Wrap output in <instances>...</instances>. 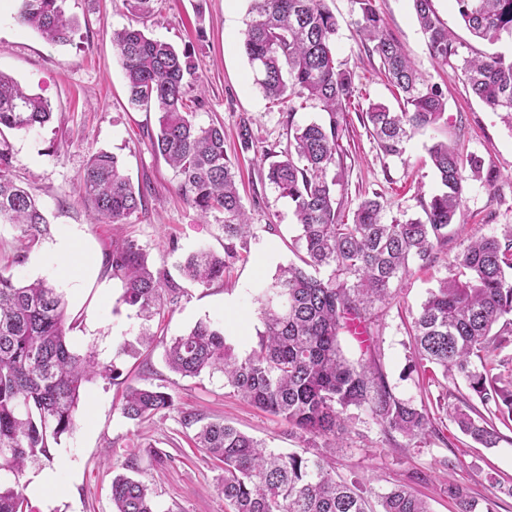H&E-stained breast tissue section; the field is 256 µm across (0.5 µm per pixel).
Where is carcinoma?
<instances>
[{
  "label": "carcinoma",
  "mask_w": 512,
  "mask_h": 512,
  "mask_svg": "<svg viewBox=\"0 0 512 512\" xmlns=\"http://www.w3.org/2000/svg\"><path fill=\"white\" fill-rule=\"evenodd\" d=\"M125 2L144 19L158 0ZM412 2L431 57L461 72L491 111L512 119V56L461 55L462 43L440 20L433 0ZM355 3L360 42L378 56L401 97L396 109L369 104L362 122L382 155L399 158L415 132L439 123L448 100L442 87L426 83L387 31L373 0ZM456 4L474 37L493 44L505 33L512 36V0ZM249 14L242 46L265 96L282 106L295 98L313 101L327 115L295 128L287 151L267 169L269 182L293 204L305 256L300 265L280 268L259 299L263 331L250 351L236 353L224 331L200 320L172 340L166 362L185 377L222 374L233 393L292 432L328 440L331 448L350 432L359 411L411 442L432 427L429 410L396 397L372 361L347 359L340 334H368L372 306L392 297L410 263L432 260L448 242V225L465 223V173L484 178L490 187L496 175L483 172L482 160L463 154L458 145L436 142L428 154L439 189L423 204L424 216L386 218L387 202L377 192L346 215L336 187L356 85L354 71L336 58V16L328 0H251ZM16 20L53 44L66 45L75 33L61 0H18ZM112 42L129 105L160 113L152 146L175 172L183 199L203 218L224 213V254L199 250L185 259L182 271L203 286L222 280L240 259L238 243L253 234V225L224 153V125L196 121L203 100L189 95L196 82L192 53L135 27L113 31ZM52 115L48 100L0 72V223L15 225L26 248L48 234V221L38 200L12 177L5 133L42 128ZM81 191L102 224H126L145 211L144 191L107 151L89 159ZM108 264L123 281L119 302L145 318L158 313L164 293L176 291V285L148 268L131 242L113 244ZM455 264L461 277L431 290L413 319L407 371L434 364L445 377L463 376L483 411L451 406L444 397L436 400V411L449 416L463 435L494 448L501 439L497 423L512 420V358L497 354L512 342V226L500 239L470 243ZM323 269L329 270L326 278L319 276ZM71 329L63 292L44 279L21 285L0 272V475L12 477L0 478V512H29L20 485L25 468L51 460L52 445L73 431L85 385L114 375L92 353L73 349L67 338ZM171 409L167 393L138 385L127 387L120 407L124 417L138 421ZM193 441L221 471V491L231 512H373L366 490L336 477L323 452L270 449L222 421L200 426ZM448 497L456 512L477 508L451 482ZM111 500L114 512H157L148 486L124 474L112 478ZM378 505L380 512H430L425 500L402 486L379 495Z\"/></svg>",
  "instance_id": "carcinoma-1"
}]
</instances>
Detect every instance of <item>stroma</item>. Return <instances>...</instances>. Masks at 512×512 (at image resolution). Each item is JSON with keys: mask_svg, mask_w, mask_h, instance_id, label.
I'll return each mask as SVG.
<instances>
[{"mask_svg": "<svg viewBox=\"0 0 512 512\" xmlns=\"http://www.w3.org/2000/svg\"><path fill=\"white\" fill-rule=\"evenodd\" d=\"M249 0H161L147 19L132 16L123 0H64L62 7L76 23L70 44L47 43L15 19V6L0 11V71L15 78L51 105L53 119L42 129L9 134L12 175L42 203L50 229L38 244L22 248L14 225L0 224V267L19 282L44 278L60 288L74 328L69 341L78 353L94 352L114 366L113 379H94L81 394L73 432L52 450L51 460L35 470L51 469L57 488L49 498L30 500L33 512H113L112 478L134 459L130 475L154 493L159 512H229L219 486V472L209 456L196 448L192 429L181 425L178 411L194 409L205 420H221L263 441L268 447L300 451L323 447L324 439H305L277 418L251 406L225 387L222 374L197 378L173 372L165 349L171 338L197 321L223 326L236 352L247 351L262 328L256 299L268 288L279 267L297 262L299 228L288 199L264 178V151L288 148L292 126L320 116L311 102L294 100L292 108L272 104L255 84L241 42L249 19ZM388 32L410 53L427 82L448 95L440 122L414 134L399 158L380 154L358 110L348 117L343 139L347 152L342 192L346 208L381 193L391 215L418 217L422 203L437 188L427 155L437 141L459 143L463 152L479 156L483 167L497 175L494 186L471 177L463 185L467 223L448 227V243L436 251L426 268L412 267L393 298L371 310L370 348L342 334L348 359L370 352L391 391L413 402L434 403L447 394L451 404L478 406L463 378L451 380L430 373H407L411 347L409 328L429 291L457 273L455 256L471 241L502 236L512 224V124L503 113L490 111L474 97L449 67L441 66L427 49L411 0H374ZM338 20L336 56L355 72L356 100L394 104L395 96L381 75L378 57L369 56L356 34L360 12L354 0H333ZM129 25L145 26L154 38L176 47L192 46L203 86L201 124L224 126L226 154L239 174L240 193L253 236L248 237L224 280L203 287L182 277L178 265L190 252L224 250L223 214L203 219L179 195L173 169L156 154L151 137L158 112L130 109L123 70L112 47V32ZM249 121L256 146L243 150L238 140L241 121ZM106 150L116 154L136 184H147L152 196L145 213L128 224L95 221L78 194L80 177L90 156ZM73 236L72 253L52 252L59 238ZM129 240L145 254L152 271L167 273L178 286L151 320L121 305L122 282L113 276L106 255L113 242ZM155 338L144 350L141 336ZM149 384L168 393L172 410L142 422L124 418L120 401L127 386ZM497 447L486 448L464 436L445 416L437 414L435 429L409 444L399 434H385L368 417L356 420L341 448L328 454L337 476L359 481L371 495L404 484L426 499L431 512H455L444 491L450 474L478 503L493 499L497 512H512V498L499 494L497 482L512 483V425L500 429ZM166 456L156 464L152 451ZM453 461L444 471L441 460Z\"/></svg>", "mask_w": 512, "mask_h": 512, "instance_id": "35a3bbf8", "label": "stroma"}]
</instances>
